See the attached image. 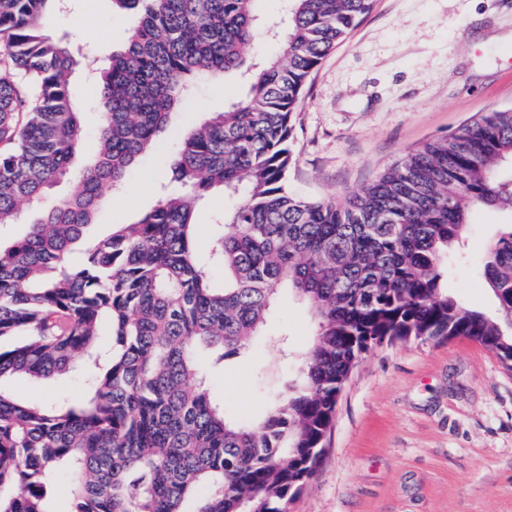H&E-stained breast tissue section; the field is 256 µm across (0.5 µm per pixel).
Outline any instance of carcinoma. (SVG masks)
Masks as SVG:
<instances>
[{
    "label": "carcinoma",
    "instance_id": "obj_1",
    "mask_svg": "<svg viewBox=\"0 0 512 512\" xmlns=\"http://www.w3.org/2000/svg\"><path fill=\"white\" fill-rule=\"evenodd\" d=\"M64 0H0V229L20 222L97 150L79 192L0 247V512H288L310 479L341 383L384 340L467 337L512 363V222L477 271L501 319L448 293L445 257L481 208L512 212V108L422 145L362 189L306 201L286 187L292 114L328 53L373 0H110L136 16L97 68L98 122L70 86L81 64L51 36ZM270 38L278 52L266 57ZM199 77L239 80V100L176 138L156 205L102 239L104 196L160 146ZM211 214L197 247V208ZM224 271L214 284L212 271ZM283 289L316 323L302 384L252 424L224 414L210 377L264 335ZM81 366L76 403L20 399ZM222 202L224 204V199L222 198V196L215 195L214 197H212V199L208 203L207 207H200V209H199V212L197 215V222H198V224H202V225L200 226L197 244H198V248L201 251H205V249L208 247L209 240H210V232H211L210 226H209V224L211 222L210 210L218 208Z\"/></svg>",
    "mask_w": 512,
    "mask_h": 512
}]
</instances>
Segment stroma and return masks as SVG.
Returning a JSON list of instances; mask_svg holds the SVG:
<instances>
[{"label": "stroma", "instance_id": "35a3bbf8", "mask_svg": "<svg viewBox=\"0 0 512 512\" xmlns=\"http://www.w3.org/2000/svg\"><path fill=\"white\" fill-rule=\"evenodd\" d=\"M132 22L113 15L109 0H72L47 21L83 60L72 82L87 127L97 121L91 65L120 47ZM238 94L198 82L174 128H191ZM500 108H512V0H375L304 88L288 190L305 199L357 191L423 143ZM166 156L155 151L128 170L91 236L155 205ZM511 219L478 211L450 249L448 290L465 306L496 314L475 268ZM266 331L211 379L226 416L242 423L266 415L293 382L314 322L287 293ZM323 445L289 512H512V370L464 338L383 342L351 372Z\"/></svg>", "mask_w": 512, "mask_h": 512}]
</instances>
